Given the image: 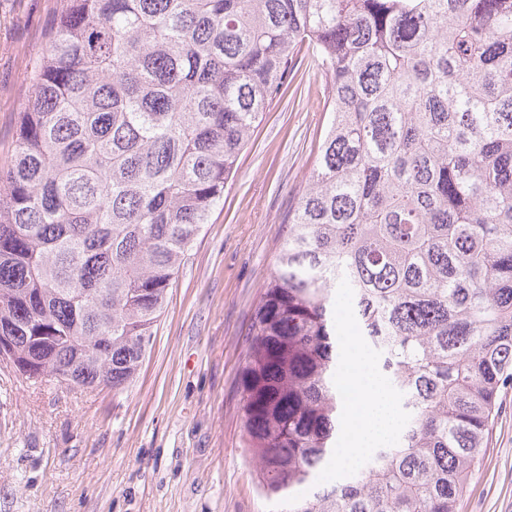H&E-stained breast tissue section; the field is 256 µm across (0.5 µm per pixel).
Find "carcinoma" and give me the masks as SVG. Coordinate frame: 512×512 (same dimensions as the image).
Returning a JSON list of instances; mask_svg holds the SVG:
<instances>
[{"instance_id":"cac0c4a2","label":"carcinoma","mask_w":512,"mask_h":512,"mask_svg":"<svg viewBox=\"0 0 512 512\" xmlns=\"http://www.w3.org/2000/svg\"><path fill=\"white\" fill-rule=\"evenodd\" d=\"M0 169V345L32 385L122 394L302 52L329 119L239 373L286 512H456L512 376V0H63ZM402 402L330 479L338 299Z\"/></svg>"}]
</instances>
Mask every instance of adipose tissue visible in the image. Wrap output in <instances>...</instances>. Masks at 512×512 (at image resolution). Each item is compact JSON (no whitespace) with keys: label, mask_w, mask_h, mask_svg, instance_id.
Listing matches in <instances>:
<instances>
[{"label":"adipose tissue","mask_w":512,"mask_h":512,"mask_svg":"<svg viewBox=\"0 0 512 512\" xmlns=\"http://www.w3.org/2000/svg\"><path fill=\"white\" fill-rule=\"evenodd\" d=\"M344 376L345 429L336 464L346 468L367 451L391 437L399 425L396 401L371 363L359 351L354 337L346 339Z\"/></svg>","instance_id":"adipose-tissue-1"}]
</instances>
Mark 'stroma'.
Wrapping results in <instances>:
<instances>
[{
    "instance_id": "stroma-1",
    "label": "stroma",
    "mask_w": 512,
    "mask_h": 512,
    "mask_svg": "<svg viewBox=\"0 0 512 512\" xmlns=\"http://www.w3.org/2000/svg\"><path fill=\"white\" fill-rule=\"evenodd\" d=\"M59 0H0V166ZM325 81L309 59L278 95L170 288L136 380L35 387L0 367V512H278L261 497L237 404L246 327L281 219L318 154ZM459 512H512V382Z\"/></svg>"
}]
</instances>
